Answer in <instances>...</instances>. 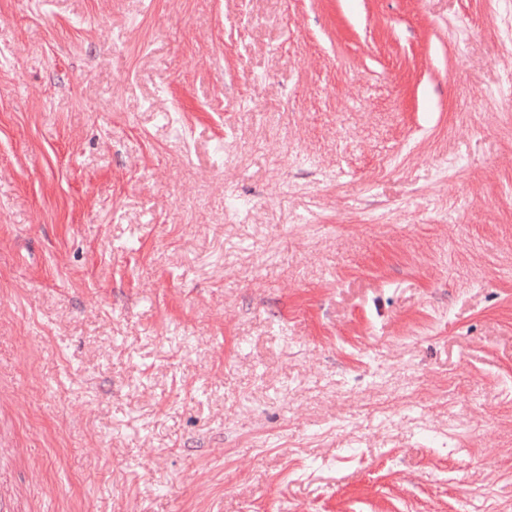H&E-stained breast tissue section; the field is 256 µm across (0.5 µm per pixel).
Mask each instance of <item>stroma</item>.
I'll return each mask as SVG.
<instances>
[{
    "label": "stroma",
    "mask_w": 512,
    "mask_h": 512,
    "mask_svg": "<svg viewBox=\"0 0 512 512\" xmlns=\"http://www.w3.org/2000/svg\"><path fill=\"white\" fill-rule=\"evenodd\" d=\"M9 512H512V0H0Z\"/></svg>",
    "instance_id": "35a3bbf8"
}]
</instances>
